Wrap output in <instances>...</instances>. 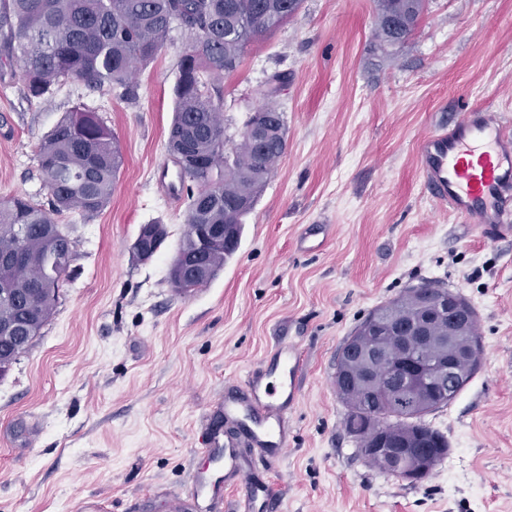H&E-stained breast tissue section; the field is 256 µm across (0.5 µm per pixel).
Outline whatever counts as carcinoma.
<instances>
[{"instance_id": "carcinoma-1", "label": "carcinoma", "mask_w": 512, "mask_h": 512, "mask_svg": "<svg viewBox=\"0 0 512 512\" xmlns=\"http://www.w3.org/2000/svg\"><path fill=\"white\" fill-rule=\"evenodd\" d=\"M0 0V32L9 41L0 56L16 61L18 79L29 98L45 96L53 86L78 83L86 88L134 94L138 69L152 62L180 29L188 35L174 87L169 147L185 145L193 162L181 171L187 186L186 230L175 259L188 264L194 250L196 225L227 224L237 235L253 209L277 161L285 152L286 123L276 106L266 103L258 112L264 120L265 151L255 148L249 135L231 151L224 150V119L214 95V81L234 71L245 48L256 38L279 27L301 6V0ZM425 0H375V38L385 50L403 44L415 30ZM36 161L50 199L44 206L26 196L0 203V253L17 247L24 259L0 265V326H31V337L16 339L0 330V368H11L49 321L58 293L39 295L42 261L55 252L72 261L75 241L67 225L54 216L76 213L91 218L111 201L112 187L123 164L118 141L95 110L75 107L41 139ZM27 228L18 240V228ZM233 250L217 243L209 264L224 268ZM414 288L377 306L369 316L384 320L377 335L394 357L401 348L403 323L419 317ZM433 342L425 353L439 357L448 352V321L428 324ZM459 346L479 337L475 311L458 324ZM347 407L346 429L359 447H370L379 437H401L411 446L440 449L434 465L448 454V440L424 423V417L450 404L439 395L431 406L413 412L391 410L383 424L374 422L359 394L341 398Z\"/></svg>"}]
</instances>
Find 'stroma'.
<instances>
[{
    "label": "stroma",
    "mask_w": 512,
    "mask_h": 512,
    "mask_svg": "<svg viewBox=\"0 0 512 512\" xmlns=\"http://www.w3.org/2000/svg\"><path fill=\"white\" fill-rule=\"evenodd\" d=\"M375 28L374 0H304L225 74L230 144L270 102L287 149L236 255L187 295L169 280L187 199L161 189L178 173L166 137L186 35L173 31L139 70L133 100L72 83L32 101L16 65L0 64V200H47L36 147L75 106L99 111L123 156L103 211L59 216L78 257L41 336L0 378V512H79L92 500L104 512H169L195 472L223 476L204 436L233 433L225 391L282 336L305 372L287 452L261 472L279 512H512V241L486 240L429 198L415 156L418 137L469 108L512 124V0H427L389 54ZM154 222L168 237L142 263L130 245ZM313 224L326 227L320 251L299 244ZM424 281L473 306L485 361L426 416L448 456L413 484L361 454L332 378L367 314Z\"/></svg>",
    "instance_id": "1"
}]
</instances>
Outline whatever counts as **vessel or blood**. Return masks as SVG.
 I'll list each match as a JSON object with an SVG mask.
<instances>
[{"label":"vessel or blood","instance_id":"1","mask_svg":"<svg viewBox=\"0 0 512 512\" xmlns=\"http://www.w3.org/2000/svg\"><path fill=\"white\" fill-rule=\"evenodd\" d=\"M417 157L430 197L491 239H512V131L492 108L462 113L421 135ZM303 372L298 346L281 341L261 371L247 374L240 393L225 396V419L239 424L258 456L245 457L235 440H224L211 451L224 462L223 482L195 473L191 495L173 497L171 512H221L226 484L239 491V512H277L275 494L255 479L256 462L279 459L287 448V411L298 399Z\"/></svg>","mask_w":512,"mask_h":512}]
</instances>
